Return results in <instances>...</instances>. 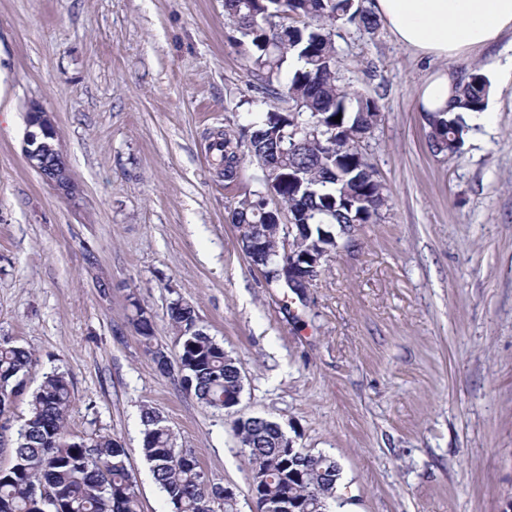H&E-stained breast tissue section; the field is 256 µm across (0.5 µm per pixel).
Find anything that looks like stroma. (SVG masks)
<instances>
[{"label":"stroma","mask_w":512,"mask_h":512,"mask_svg":"<svg viewBox=\"0 0 512 512\" xmlns=\"http://www.w3.org/2000/svg\"><path fill=\"white\" fill-rule=\"evenodd\" d=\"M224 0H0V339L37 366L0 416V468L45 373L73 388L74 438L117 436L141 512H173L142 453L141 410L175 448L255 512L235 415L279 422L296 447L338 461L330 512H507L512 507V34L464 58L497 82L459 154L433 156L418 108L447 61L386 28L336 23L339 76L375 100L362 150L386 204L357 225L304 296L268 287L240 251L230 212L261 190L210 145L249 125L267 95L233 42ZM54 118L79 203L24 158L26 113ZM151 315L174 353L172 302L242 369L235 413L161 374L131 323Z\"/></svg>","instance_id":"obj_1"}]
</instances>
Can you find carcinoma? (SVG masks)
Here are the masks:
<instances>
[{
	"instance_id": "obj_1",
	"label": "carcinoma",
	"mask_w": 512,
	"mask_h": 512,
	"mask_svg": "<svg viewBox=\"0 0 512 512\" xmlns=\"http://www.w3.org/2000/svg\"><path fill=\"white\" fill-rule=\"evenodd\" d=\"M225 14L239 34L238 44L251 46L250 63L264 85L278 92L284 65H289L283 94L293 109H269L239 131H225L213 149L224 160L241 163L243 155L266 167L263 190L238 202L233 224H277L280 214L261 215L265 190L277 191L291 224L305 225L307 244L336 252V242L357 224H374L385 205L382 184L360 150L378 107L374 99L349 92L340 84L333 26L342 21L367 32L378 19L357 0H224ZM467 81L455 101L457 111L428 118L427 146L435 156L452 157L464 144L468 129L463 113L487 106L491 82L482 69L465 70ZM341 116L340 122L333 117ZM132 325L147 350L154 327L137 300ZM176 328L193 327L178 342L176 357L191 380L196 398L208 407L224 408V397L240 396L237 362L224 346L199 326L193 306L180 300L169 307ZM36 365L34 354L11 341H0V415ZM72 404L69 380L62 373L44 377L30 401L25 430L18 433L11 464L0 469V503L10 512H40L34 490L51 487L56 503L48 512H140L139 499L120 439L97 434L87 440L68 437L65 421ZM142 449L153 478L174 512H215V490L193 456L178 457L172 433L152 407L141 410ZM233 430L246 446L253 481L263 485L270 512H279L285 499L303 500L311 512H329L341 479L332 456L303 448L288 456L286 436L275 421L262 416L233 420ZM298 470L293 479L288 473Z\"/></svg>"
}]
</instances>
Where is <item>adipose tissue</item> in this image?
<instances>
[{"mask_svg":"<svg viewBox=\"0 0 512 512\" xmlns=\"http://www.w3.org/2000/svg\"><path fill=\"white\" fill-rule=\"evenodd\" d=\"M374 11L398 43L450 62L419 93L427 115L448 111L459 93L461 76L453 62L474 49L494 48L512 32V0H374Z\"/></svg>","mask_w":512,"mask_h":512,"instance_id":"1","label":"adipose tissue"}]
</instances>
